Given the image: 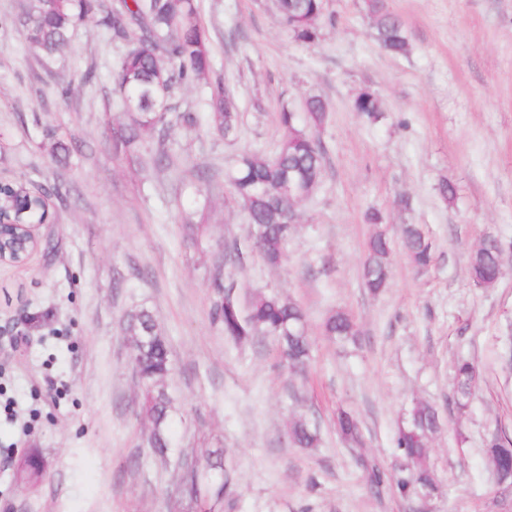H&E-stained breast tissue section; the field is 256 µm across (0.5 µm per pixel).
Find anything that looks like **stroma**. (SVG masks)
<instances>
[{
	"label": "stroma",
	"instance_id": "stroma-1",
	"mask_svg": "<svg viewBox=\"0 0 512 512\" xmlns=\"http://www.w3.org/2000/svg\"><path fill=\"white\" fill-rule=\"evenodd\" d=\"M21 2L0 0V180L59 193L28 263L0 267V326L17 331L0 338V512H170L183 452L217 448L231 512H512V490L499 486L486 448L491 434L512 435V374L502 370L512 265L492 288L468 273L485 236L512 253V0H386L409 39L399 56L373 40L365 0H325L309 45L286 31L275 0H198L209 79L234 92L240 123L235 137L218 135L200 88L182 89L178 104L199 123L173 127L170 170L155 167L149 144L135 164L114 150L124 114L112 74L126 43L90 19L66 50L44 57L17 24ZM364 91L378 98L379 121L355 112ZM314 95L327 106L317 133L324 176L299 205L284 262L271 268L248 249L225 175L243 151L274 154L281 110L302 112ZM50 127L66 135V162L52 154ZM200 167L211 183L195 178ZM444 181L456 188L453 203L439 194ZM370 207L394 242L377 295L361 278ZM406 223L433 243L427 272L399 241ZM233 243L245 260L224 272L240 307L274 290L305 310L306 380L270 340L235 342L214 321L215 260ZM143 308L171 350L177 411L165 463L148 447L129 357L126 320ZM338 309L350 314L356 343L325 335ZM462 359L480 372L463 413L452 398ZM419 402L439 416L424 502L373 487L367 471L402 465L395 434ZM340 407L359 418L362 447L337 435ZM300 416L318 427L319 447L291 443ZM30 448L48 465L32 488L16 481Z\"/></svg>",
	"mask_w": 512,
	"mask_h": 512
}]
</instances>
